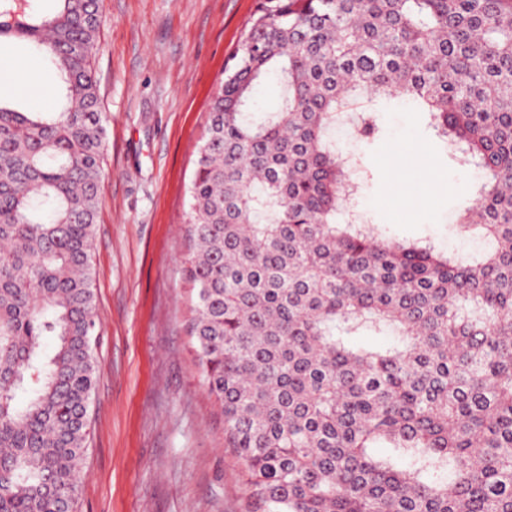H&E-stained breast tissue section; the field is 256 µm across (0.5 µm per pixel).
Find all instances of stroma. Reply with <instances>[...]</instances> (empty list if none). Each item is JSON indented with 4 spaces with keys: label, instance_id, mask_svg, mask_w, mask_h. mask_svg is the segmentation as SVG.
Here are the masks:
<instances>
[{
    "label": "stroma",
    "instance_id": "35a3bbf8",
    "mask_svg": "<svg viewBox=\"0 0 512 512\" xmlns=\"http://www.w3.org/2000/svg\"><path fill=\"white\" fill-rule=\"evenodd\" d=\"M258 0H99L95 68L107 135L92 257L100 342L78 512H247L224 418L187 332L195 293L181 260L196 148L212 89ZM382 137L334 139L362 159L349 218L468 262L482 241L452 212L480 172L454 160L402 100L379 102ZM399 153L396 167L384 160Z\"/></svg>",
    "mask_w": 512,
    "mask_h": 512
}]
</instances>
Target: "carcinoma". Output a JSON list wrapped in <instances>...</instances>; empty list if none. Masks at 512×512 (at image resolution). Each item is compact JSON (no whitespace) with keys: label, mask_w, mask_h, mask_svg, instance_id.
Returning a JSON list of instances; mask_svg holds the SVG:
<instances>
[{"label":"carcinoma","mask_w":512,"mask_h":512,"mask_svg":"<svg viewBox=\"0 0 512 512\" xmlns=\"http://www.w3.org/2000/svg\"><path fill=\"white\" fill-rule=\"evenodd\" d=\"M99 0H0V54L60 79L0 101V512H73L97 380L91 274L106 127ZM275 71L280 107L252 97ZM409 99L481 169L462 263L341 224L333 131ZM188 332L249 512H512V0H259L197 149ZM364 326L399 345L356 349ZM26 394L23 404L19 394ZM385 442L408 460L371 454Z\"/></svg>","instance_id":"1"}]
</instances>
